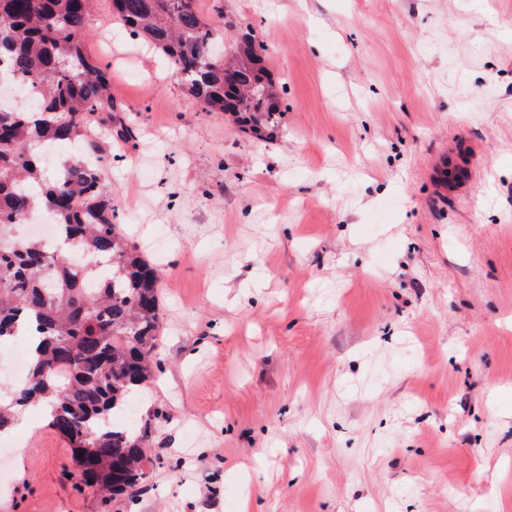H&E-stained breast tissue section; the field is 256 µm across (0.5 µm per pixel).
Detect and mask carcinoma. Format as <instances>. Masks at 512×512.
I'll return each instance as SVG.
<instances>
[{
	"mask_svg": "<svg viewBox=\"0 0 512 512\" xmlns=\"http://www.w3.org/2000/svg\"><path fill=\"white\" fill-rule=\"evenodd\" d=\"M97 0H0V59L10 76L45 89L28 112L0 108V344L35 326L26 382L0 402V430L28 407L51 408L49 425L73 449L82 483L104 497L131 495L145 476L151 430L111 418L153 377L160 277L128 245L104 191L108 159L94 120L112 124L107 65L86 41ZM129 33L161 49L173 74L207 112H224L262 140L274 137L280 92L266 79L265 48L245 32L225 58L211 56L224 27L204 19L198 0H111ZM74 143L80 158L44 174L42 147ZM40 212L58 239L82 244V261L51 256L14 235Z\"/></svg>",
	"mask_w": 512,
	"mask_h": 512,
	"instance_id": "carcinoma-1",
	"label": "carcinoma"
}]
</instances>
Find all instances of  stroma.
<instances>
[{"label":"stroma","mask_w":512,"mask_h":512,"mask_svg":"<svg viewBox=\"0 0 512 512\" xmlns=\"http://www.w3.org/2000/svg\"><path fill=\"white\" fill-rule=\"evenodd\" d=\"M284 84L267 143L98 0L104 185L161 274L133 496L35 410L0 512H512V0H224Z\"/></svg>","instance_id":"1"}]
</instances>
